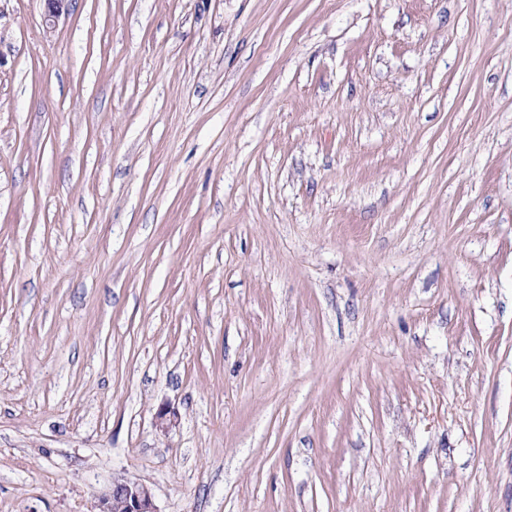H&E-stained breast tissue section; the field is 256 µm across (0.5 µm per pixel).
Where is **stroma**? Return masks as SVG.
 I'll use <instances>...</instances> for the list:
<instances>
[{
	"label": "stroma",
	"instance_id": "obj_1",
	"mask_svg": "<svg viewBox=\"0 0 512 512\" xmlns=\"http://www.w3.org/2000/svg\"><path fill=\"white\" fill-rule=\"evenodd\" d=\"M117 476L512 512V0H0V512Z\"/></svg>",
	"mask_w": 512,
	"mask_h": 512
}]
</instances>
